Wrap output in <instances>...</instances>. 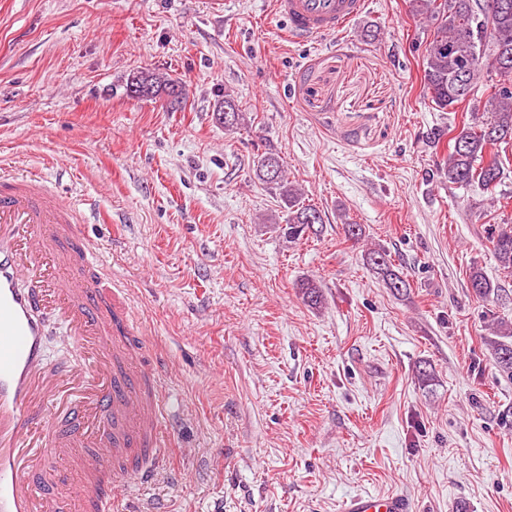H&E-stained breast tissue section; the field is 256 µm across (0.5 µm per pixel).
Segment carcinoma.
Instances as JSON below:
<instances>
[{
	"instance_id": "carcinoma-1",
	"label": "carcinoma",
	"mask_w": 512,
	"mask_h": 512,
	"mask_svg": "<svg viewBox=\"0 0 512 512\" xmlns=\"http://www.w3.org/2000/svg\"><path fill=\"white\" fill-rule=\"evenodd\" d=\"M497 0H407L409 12L427 22L424 46L423 80L432 102L441 110L463 104L478 87L488 91L487 102L474 122L465 123L448 140V157L439 172L451 184L478 183L487 190L501 180L502 162L498 147L512 142V0L509 7L492 8ZM143 90L144 98L173 96L168 108H182L184 97L175 94L182 88L163 74L139 70L127 78L125 94L131 87ZM216 115L224 116V129L231 131L248 123L247 113L239 110L231 95L218 102ZM256 176L279 196L288 214L279 226L284 238L294 242L314 225L322 223L320 211L305 203L303 193L288 179V165L273 152L257 155ZM489 240L499 266L512 272V226L499 224L491 229ZM367 265L383 277L390 290L400 293L409 288L405 277L393 269L391 257L381 247L364 252ZM469 284L481 299L499 296L502 288L493 284L478 267L472 268ZM304 303L317 308L322 303L319 286L311 279L298 284ZM497 363L512 371V345H494Z\"/></svg>"
}]
</instances>
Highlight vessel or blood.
Here are the masks:
<instances>
[{"label":"vessel or blood","mask_w":512,"mask_h":512,"mask_svg":"<svg viewBox=\"0 0 512 512\" xmlns=\"http://www.w3.org/2000/svg\"><path fill=\"white\" fill-rule=\"evenodd\" d=\"M368 0H274L291 38L335 34ZM74 355L48 375L49 322ZM127 295L74 202L0 169V512H112L123 474L163 464L165 393ZM342 512H409L357 495Z\"/></svg>","instance_id":"1"}]
</instances>
